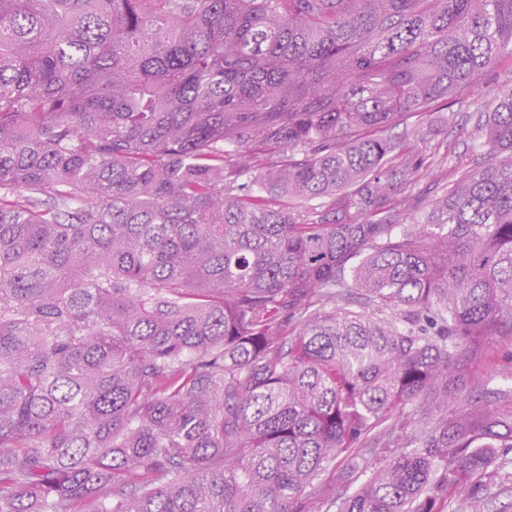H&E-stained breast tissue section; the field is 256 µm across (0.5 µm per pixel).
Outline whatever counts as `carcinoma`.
Returning <instances> with one entry per match:
<instances>
[{"mask_svg":"<svg viewBox=\"0 0 512 512\" xmlns=\"http://www.w3.org/2000/svg\"><path fill=\"white\" fill-rule=\"evenodd\" d=\"M509 46L512 0H0V512L479 506L512 89L439 197L388 132ZM362 458L363 456L358 455L356 458L338 460L329 467L324 477L348 484L355 489L368 476V472H365V461Z\"/></svg>","mask_w":512,"mask_h":512,"instance_id":"cac0c4a2","label":"carcinoma"}]
</instances>
